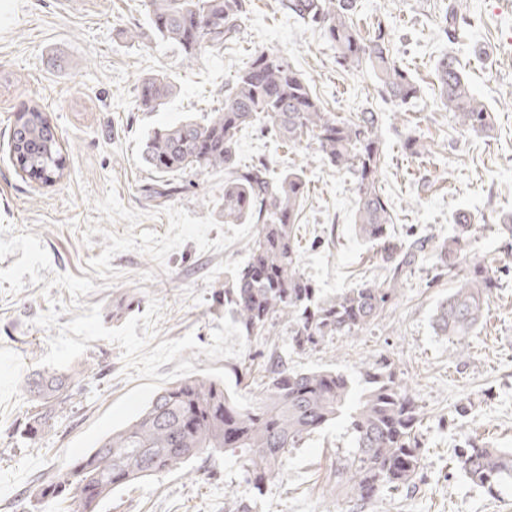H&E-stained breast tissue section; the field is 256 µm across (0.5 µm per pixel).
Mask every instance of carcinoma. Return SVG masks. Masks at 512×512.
Here are the masks:
<instances>
[{
    "mask_svg": "<svg viewBox=\"0 0 512 512\" xmlns=\"http://www.w3.org/2000/svg\"><path fill=\"white\" fill-rule=\"evenodd\" d=\"M248 0H148L157 35L179 46L192 62L208 48L238 41L247 18ZM288 10L322 30L336 53V66L371 72L377 93L397 107L417 97L419 87L391 52L390 33L378 21L364 32L357 21V0H288ZM217 20L215 28L202 20ZM449 34L470 24L452 8L444 20ZM441 105L464 133L489 135L493 112L471 86L452 56L434 68ZM177 91L165 77H145L137 104L144 112L160 109ZM249 126L266 130L282 144L313 148L320 157L354 179L355 234L380 248L389 274L331 296L300 270L296 231L308 184L296 168L276 174L264 160L240 166V132ZM379 113L366 108L338 118L312 92L308 81L279 50L257 51L224 90V106L201 121L159 127L144 141L142 160L164 176L186 171L224 169V223L251 220L257 226L249 258L224 284V309L244 338L257 340L288 325L292 347L315 348L336 336H354L382 316L399 284L426 258L435 255L437 276L456 280L434 313L442 336L462 341L484 317L486 297L499 287L505 264L489 268L468 264L466 254L479 225L458 216L448 236L404 239L390 232L393 207L379 180L384 144ZM10 154L29 178L51 186L64 177L65 156L57 127L38 107L15 114L8 134ZM406 153L427 152L424 141L409 134ZM70 376L35 373L24 381L40 409L29 417L26 438L35 440L52 426L55 406L66 402ZM345 417L354 444L349 464L351 499L362 504L383 493L412 487L423 459L419 440L422 411L393 361L381 356L360 368L359 379L332 369L297 371L271 353L266 381L255 404L238 408L230 390L207 378H187L154 394L147 407L125 427L101 439L71 467L38 484L35 497L66 512H98L112 492L148 476L170 472L187 461L224 456L240 468L244 481L259 490L276 480L283 461L314 432ZM457 463L475 486L490 496L512 492V452L467 440L457 449Z\"/></svg>",
    "mask_w": 512,
    "mask_h": 512,
    "instance_id": "1",
    "label": "carcinoma"
}]
</instances>
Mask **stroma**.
<instances>
[{
  "instance_id": "35a3bbf8",
  "label": "stroma",
  "mask_w": 512,
  "mask_h": 512,
  "mask_svg": "<svg viewBox=\"0 0 512 512\" xmlns=\"http://www.w3.org/2000/svg\"><path fill=\"white\" fill-rule=\"evenodd\" d=\"M461 2L471 24L452 38L438 24ZM286 0H249L237 43L203 52L194 62L158 37L146 0H13L0 19V512H50L37 503L36 481L65 471L62 451L121 396L136 387L124 376L121 350L106 340L90 342L76 359L68 400L57 409L42 439L29 441L25 425L35 398L24 378L38 370L48 351V330L35 318L51 301L70 303L63 288H47L56 274L95 278L90 259L104 249L102 235L82 234L100 215L95 208L108 189L126 207L142 212L140 229L165 234L164 205L191 216L223 221L224 171L174 175L180 190L159 204L152 196L161 177L141 157L154 128L187 118L203 119L224 102V90L260 49L280 50L310 83L329 111L345 117L370 108L382 117L385 142L382 187L392 202L396 234L410 232L438 241L446 237L459 208H468L480 230L467 254L490 268L502 266L498 228L512 213V0H357L361 29L384 20L395 59L420 91L405 108L377 94L365 71L337 69L334 50L320 30L295 17ZM455 56L475 91L495 115L491 136H461L443 109L434 76L436 60ZM149 75L170 77L178 92L159 111L137 105V86ZM39 107L58 128L66 169L51 186L30 180L9 152L8 128L21 106ZM428 145L421 158L401 148L407 134ZM238 162L267 160L274 170L302 168L310 189L299 221L301 270L332 294L364 280H383L375 248L354 233V186L349 174L323 162L313 149L286 151L258 128L243 130ZM248 259L246 241L203 252L189 241L156 264L138 251L118 253L111 265L119 280L84 296L100 304L106 327L114 299L142 315L150 299L164 307L159 340L193 333L208 346L224 306L215 296ZM433 260L408 276L382 318L355 336H338L316 349L290 346L287 326L248 343L231 360H209L185 350L196 369L240 364L237 391L256 396L266 357L277 351L298 371L336 369L355 374L362 363L388 356L424 412L423 470L416 486L383 494L364 507L349 495L347 463L353 443L345 422L329 425L293 450L280 477L254 495L237 465L221 457L196 458L178 469L113 492L100 512H233L254 498L256 512H512V494L493 498L458 468L454 450L465 440L512 448V275L490 293L483 323L463 344L437 334L433 315L456 283L434 278ZM470 402L467 417L456 413Z\"/></svg>"
}]
</instances>
